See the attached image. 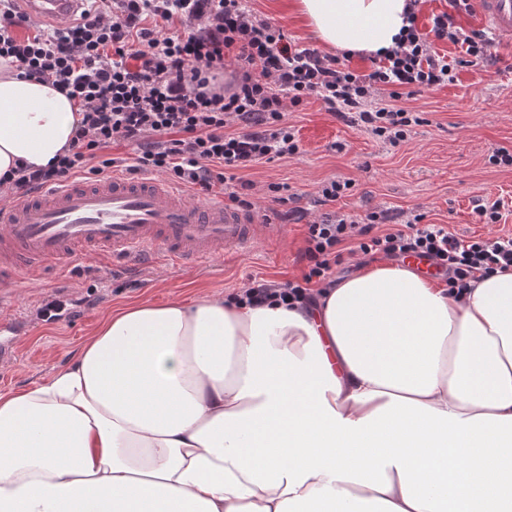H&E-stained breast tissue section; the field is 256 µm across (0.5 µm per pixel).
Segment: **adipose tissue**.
Instances as JSON below:
<instances>
[{"label": "adipose tissue", "mask_w": 512, "mask_h": 512, "mask_svg": "<svg viewBox=\"0 0 512 512\" xmlns=\"http://www.w3.org/2000/svg\"><path fill=\"white\" fill-rule=\"evenodd\" d=\"M409 0H291L330 49H396ZM74 100L0 58V176L67 146ZM311 302L108 314L0 392V512H512V270L404 265Z\"/></svg>", "instance_id": "adipose-tissue-1"}]
</instances>
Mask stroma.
Returning <instances> with one entry per match:
<instances>
[{
    "mask_svg": "<svg viewBox=\"0 0 512 512\" xmlns=\"http://www.w3.org/2000/svg\"><path fill=\"white\" fill-rule=\"evenodd\" d=\"M287 0H247L258 18L283 29L301 46L318 47ZM496 64L457 68L453 83L434 87L404 102L417 124L404 141L392 144L338 118L321 101L286 105L299 151L237 171L234 181L215 185L212 197L248 184L255 211L273 216L282 233L261 239L228 259H210L204 269L171 271L155 263L137 272L119 270L111 254L79 256L68 269L46 268L20 274L12 288L15 303L0 312L18 317L24 336L15 360L0 362V392L43 381L67 363L117 306L150 300L188 301L214 292L232 296L251 280L302 281L309 262L303 256L309 221L325 212L361 214L370 208L445 224L458 237L512 235V210L496 224H483L477 203L512 201V166L494 154L512 152V42L495 41ZM339 180L352 188L339 202L316 203L321 183Z\"/></svg>",
    "mask_w": 512,
    "mask_h": 512,
    "instance_id": "obj_1",
    "label": "stroma"
}]
</instances>
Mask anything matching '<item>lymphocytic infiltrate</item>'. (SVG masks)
<instances>
[{"label": "lymphocytic infiltrate", "instance_id": "lymphocytic-infiltrate-1", "mask_svg": "<svg viewBox=\"0 0 512 512\" xmlns=\"http://www.w3.org/2000/svg\"><path fill=\"white\" fill-rule=\"evenodd\" d=\"M448 3L449 11L433 16L429 30L410 25L397 49L360 74L287 40L242 0H91L79 21L50 31L14 11L13 0H0V58L14 59L21 77L53 79L82 112L68 149L47 166L20 167L1 177L0 195L17 196L81 172L111 173L116 160L109 150L119 140L137 147L129 173H163L207 194L232 171L296 154L284 104L311 97L338 117L355 114L358 125L376 136L402 141L413 121L398 104L402 91L414 94L455 78L435 42L459 46L473 65L493 59L485 32L456 23L455 12L469 9V0ZM23 24L31 33L21 37L15 29ZM228 55L238 77L226 88L215 76ZM230 123L237 132L226 133ZM387 223L392 231L379 232ZM351 239L365 255L430 258L460 291L477 275L512 269L511 237L466 241L418 215L401 223L388 210L336 213L307 226L310 266L302 283L256 281L239 301L306 299L308 283H326L340 245Z\"/></svg>", "mask_w": 512, "mask_h": 512}]
</instances>
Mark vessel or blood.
I'll use <instances>...</instances> for the list:
<instances>
[{
  "label": "vessel or blood",
  "instance_id": "b4317fda",
  "mask_svg": "<svg viewBox=\"0 0 512 512\" xmlns=\"http://www.w3.org/2000/svg\"><path fill=\"white\" fill-rule=\"evenodd\" d=\"M27 17L58 27L79 0H21ZM489 31L512 41V0H474ZM256 215L198 197L158 177L120 174L91 183L39 188L0 207V305L13 274L67 266L99 251L130 261L162 260L184 267L238 253L273 231Z\"/></svg>",
  "mask_w": 512,
  "mask_h": 512
}]
</instances>
